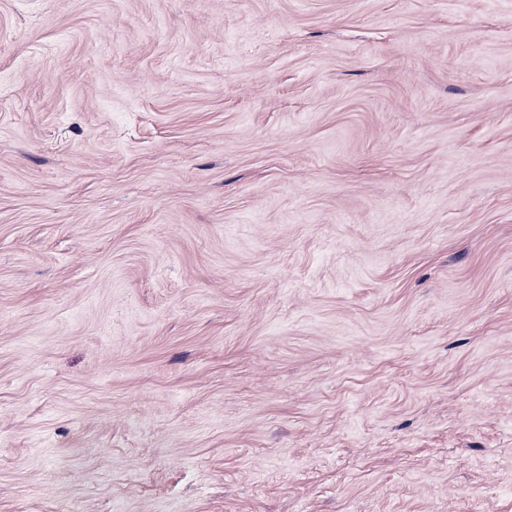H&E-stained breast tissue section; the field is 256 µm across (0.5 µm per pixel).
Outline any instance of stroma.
Returning <instances> with one entry per match:
<instances>
[{"label": "stroma", "instance_id": "1", "mask_svg": "<svg viewBox=\"0 0 512 512\" xmlns=\"http://www.w3.org/2000/svg\"><path fill=\"white\" fill-rule=\"evenodd\" d=\"M0 512H512V0H0Z\"/></svg>", "mask_w": 512, "mask_h": 512}]
</instances>
